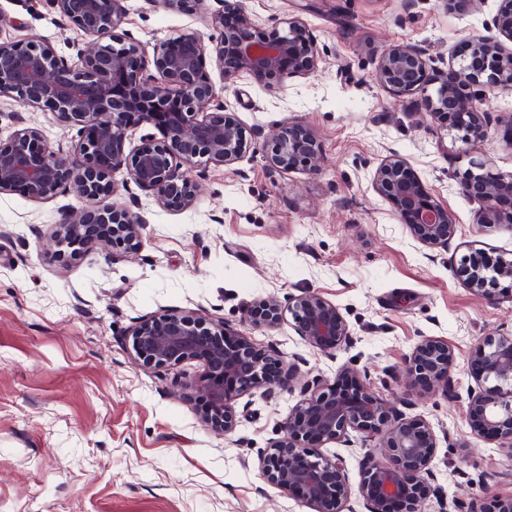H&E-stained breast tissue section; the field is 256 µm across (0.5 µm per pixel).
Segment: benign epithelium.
<instances>
[{
    "label": "benign epithelium",
    "mask_w": 512,
    "mask_h": 512,
    "mask_svg": "<svg viewBox=\"0 0 512 512\" xmlns=\"http://www.w3.org/2000/svg\"><path fill=\"white\" fill-rule=\"evenodd\" d=\"M77 33L92 37L79 50V63L58 56L47 42L0 37V98L24 108L49 111L56 119L78 128V140L68 151L52 146L37 128L22 125L10 139L0 142V193L19 191L27 198L49 200L74 188L98 204L80 214L64 211L50 239L58 248L81 256L91 245L112 248L139 242L146 220L127 207L110 202L116 192L112 175L148 191L162 207L191 209L197 200L193 172L199 167L227 166L251 149L238 125L224 120L206 64V46L193 33L166 39L154 48L153 77L143 78L145 60L138 49L112 37L126 14L125 0H49ZM237 26H224V12L212 16L216 28L215 56L223 71L261 79L303 77L317 65L314 39L296 18L271 33L236 13ZM495 28L512 39V0L494 19ZM468 57L456 71L468 84L512 86V52L483 36L467 40ZM375 80L398 97L415 95L438 84L435 96L424 105L437 114L454 115L451 129L468 141L479 133L483 113L479 99L454 93L448 80L436 82L426 52L418 46L386 50ZM150 125L160 137L147 136L125 152L129 128ZM267 165L277 170H304L319 174L323 159L315 139L290 126L283 127L262 145ZM378 192L407 218L410 234L429 246H446L456 225L431 195L424 191L400 159L385 160L374 174ZM462 191L481 204L482 224L512 223V177L472 172ZM454 276L481 296L495 300L494 285L512 279V262L497 259L485 271L478 259L462 257ZM301 339L324 355H334L352 339L344 315L315 291H306L288 305ZM279 300L267 296L246 311L244 323L273 328L282 319ZM131 350L140 365L163 368L187 360L201 362L205 371L181 388L205 404L203 422L217 434L233 433L238 425L233 401L262 387L294 390V374L277 380L267 377L272 355L254 344L243 331L222 321L212 322L189 314L168 313L141 322L129 335ZM476 388L467 390L465 414L469 428L489 442L512 450V335L486 336L470 352ZM453 350L434 336L422 337L406 361L407 394L425 381L450 391L454 380ZM302 398L281 427L280 437L259 458L262 476L283 492L298 495L314 512H356L351 499L365 512H393L398 505L415 506L429 490L431 463L437 437L420 416L405 418L373 395L367 376L344 365L330 382L314 378L301 387ZM356 434L366 447L362 477L352 488L340 455L328 456L323 445ZM456 512H512V494L489 495L476 509L455 500Z\"/></svg>",
    "instance_id": "1"
}]
</instances>
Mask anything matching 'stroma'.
Masks as SVG:
<instances>
[{
    "mask_svg": "<svg viewBox=\"0 0 512 512\" xmlns=\"http://www.w3.org/2000/svg\"><path fill=\"white\" fill-rule=\"evenodd\" d=\"M263 28L296 17L318 49L302 78L223 76L224 117L247 136L271 138L282 127L310 132L323 169L270 168L261 152L198 179L194 208L165 209L134 183L119 185L116 204L141 213L137 248H95L77 260L56 255L48 238L61 211L92 210L66 190L36 202L0 194V512H313L259 472V456L280 436L300 393L253 390L237 397L248 415L227 438L198 415L176 382L200 376L201 363L159 369L137 363L128 338L144 318L191 312L243 328L277 351L276 372L295 367L298 382L334 379L345 363L365 371L371 390L396 402L405 362L423 336L455 352L457 394L414 390L404 417L433 427L438 448L433 492L423 512L460 497L512 493V451L471 433L464 416L474 380L469 354L483 337L512 332V291L487 302L454 278L463 254L478 249L512 260V226L480 224L479 204L460 183L472 162L512 176V87L487 93L482 138L471 146L423 106L389 94L374 79L394 45H421L446 77L469 37L499 38L493 19L502 0H230ZM114 35L152 56L161 40L184 33L210 40L218 0L193 12L158 0H126ZM0 35L40 39L74 63L81 40L48 0H0ZM70 149L75 129L51 113L0 101V137L13 116ZM403 160L447 207L456 226L448 247L414 239L374 185L378 166ZM312 290L335 303L353 341L324 355L299 336L292 318L277 327L242 326L256 299L280 301Z\"/></svg>",
    "mask_w": 512,
    "mask_h": 512,
    "instance_id": "obj_1",
    "label": "stroma"
}]
</instances>
